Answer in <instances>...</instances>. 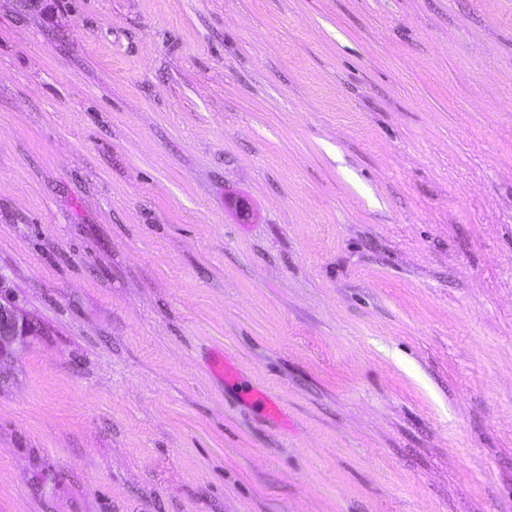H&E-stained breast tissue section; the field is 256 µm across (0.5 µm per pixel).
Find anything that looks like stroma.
<instances>
[{
	"mask_svg": "<svg viewBox=\"0 0 512 512\" xmlns=\"http://www.w3.org/2000/svg\"><path fill=\"white\" fill-rule=\"evenodd\" d=\"M0 280V512H512V0H0ZM3 288L0 281V364L14 357L31 331V322Z\"/></svg>",
	"mask_w": 512,
	"mask_h": 512,
	"instance_id": "1",
	"label": "stroma"
}]
</instances>
